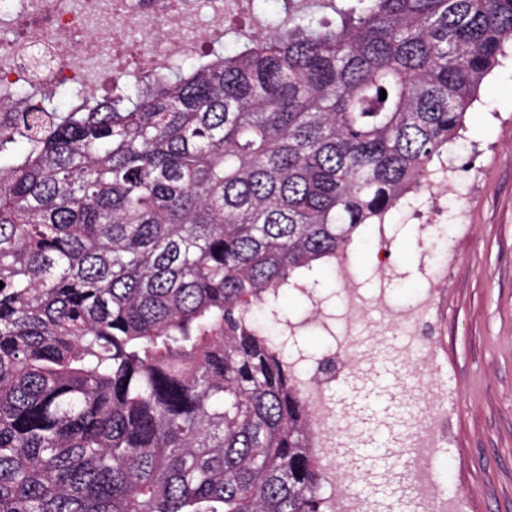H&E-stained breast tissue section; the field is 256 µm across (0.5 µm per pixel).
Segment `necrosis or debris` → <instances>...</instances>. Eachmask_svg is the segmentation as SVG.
<instances>
[{"mask_svg": "<svg viewBox=\"0 0 512 512\" xmlns=\"http://www.w3.org/2000/svg\"><path fill=\"white\" fill-rule=\"evenodd\" d=\"M199 13L192 0H0V113L38 107L35 88L57 92L78 87L101 92L111 74L144 80L172 60L197 55L224 35L227 16L249 12V0H207ZM343 282L338 351H348L367 312L378 313L383 331L414 336L431 307L422 290L407 308H396L385 290L363 296L350 287L346 260L336 263ZM310 404L311 427L320 439L317 458L331 492L328 512H375V504L340 485L339 427L323 386L324 379H301ZM442 394L427 385L419 415L409 435L411 481L416 512H455L435 473L436 453L447 431Z\"/></svg>", "mask_w": 512, "mask_h": 512, "instance_id": "necrosis-or-debris-1", "label": "necrosis or debris"}]
</instances>
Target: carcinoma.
<instances>
[{
    "label": "carcinoma",
    "mask_w": 512,
    "mask_h": 512,
    "mask_svg": "<svg viewBox=\"0 0 512 512\" xmlns=\"http://www.w3.org/2000/svg\"><path fill=\"white\" fill-rule=\"evenodd\" d=\"M282 5L189 68L0 113V512H325L254 308L429 189L512 0Z\"/></svg>",
    "instance_id": "obj_1"
}]
</instances>
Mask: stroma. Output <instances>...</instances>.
Listing matches in <instances>:
<instances>
[{
  "instance_id": "1",
  "label": "stroma",
  "mask_w": 512,
  "mask_h": 512,
  "mask_svg": "<svg viewBox=\"0 0 512 512\" xmlns=\"http://www.w3.org/2000/svg\"><path fill=\"white\" fill-rule=\"evenodd\" d=\"M355 286L386 289L400 305L423 288L433 300L423 334L432 364L421 376L369 314L354 338L361 375L332 383L348 454L378 512H412L404 484L389 481L408 456L421 379L443 394L448 437L438 452L440 486L460 512H512V52L482 83L429 191L407 194L384 223L360 227L348 249ZM320 307L300 276L282 296L295 332L278 336L308 371L335 348L321 321L341 311V283L317 262Z\"/></svg>"
}]
</instances>
